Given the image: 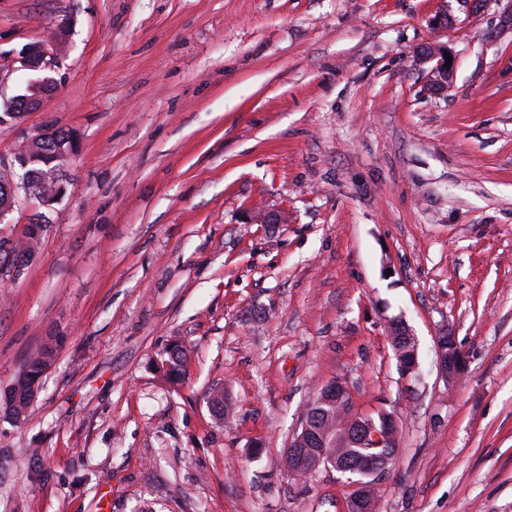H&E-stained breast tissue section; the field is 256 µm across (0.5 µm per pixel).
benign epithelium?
Instances as JSON below:
<instances>
[{
	"mask_svg": "<svg viewBox=\"0 0 512 512\" xmlns=\"http://www.w3.org/2000/svg\"><path fill=\"white\" fill-rule=\"evenodd\" d=\"M419 60L431 64L428 72L426 89L431 93H439L453 82L455 68L446 66L445 51L431 46L420 53ZM20 69L37 72L30 79L25 93L12 100L20 104L22 112H33L41 107L43 98L52 90L56 81L51 73L58 64L57 55L45 50L40 43H31L21 52L18 58ZM52 130H44L28 136L18 150L9 155H0V223L6 220L15 208L19 193L36 200L47 210L54 209L66 193L68 171L77 148V137L54 140L52 147L58 164L44 170L40 179H32V169L43 156V146L50 138ZM0 254L6 259L0 262V280L13 281L24 274L37 254L32 253L18 260L16 240L0 239ZM396 330L390 333L391 345L397 356H402L400 342L407 340L415 343V336L406 324L400 320L392 321ZM438 371L445 381L456 380L463 370L464 359L458 348L456 339L447 330L437 336ZM17 384L4 390V404L12 418L19 421L25 409L19 407L16 395ZM318 417L314 411L306 410L301 421V430L296 433L288 450L289 470L292 473L307 475L322 467L336 471L347 477L353 487V501L359 506L360 512H376L377 499L374 491L377 470L384 469L393 457L391 450L397 447V430L392 417L382 413L380 418H372L352 410L349 414L350 434L342 433L339 428L326 426L320 430ZM351 437L364 448H378L385 453L378 457H370L356 465L347 463L341 455L338 445L345 437Z\"/></svg>",
	"mask_w": 512,
	"mask_h": 512,
	"instance_id": "benign-epithelium-1",
	"label": "benign epithelium"
}]
</instances>
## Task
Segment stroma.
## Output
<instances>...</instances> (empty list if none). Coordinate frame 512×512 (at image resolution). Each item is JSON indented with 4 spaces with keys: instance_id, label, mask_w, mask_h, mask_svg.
<instances>
[{
    "instance_id": "obj_1",
    "label": "stroma",
    "mask_w": 512,
    "mask_h": 512,
    "mask_svg": "<svg viewBox=\"0 0 512 512\" xmlns=\"http://www.w3.org/2000/svg\"><path fill=\"white\" fill-rule=\"evenodd\" d=\"M506 7L0 0V96L26 45L59 59L0 154L78 134L36 262L0 286V389L64 339L25 419L0 406V512H349L345 476L287 466L336 381L397 423L376 512H512ZM428 45L455 58L438 94ZM259 209L288 220L249 223ZM396 317L419 379L398 369ZM443 329L466 357L453 384ZM438 371L446 381L456 380L463 370L464 359L455 336L446 329L437 336Z\"/></svg>"
}]
</instances>
